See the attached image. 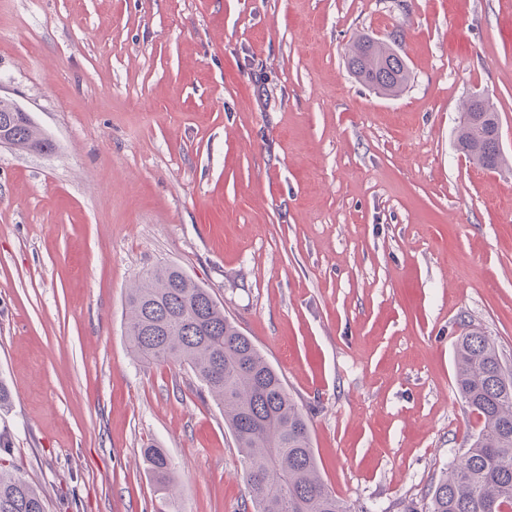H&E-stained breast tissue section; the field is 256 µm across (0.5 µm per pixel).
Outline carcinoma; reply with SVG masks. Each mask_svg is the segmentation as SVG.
Instances as JSON below:
<instances>
[{
  "mask_svg": "<svg viewBox=\"0 0 512 512\" xmlns=\"http://www.w3.org/2000/svg\"><path fill=\"white\" fill-rule=\"evenodd\" d=\"M362 84L396 97L411 79L392 42L357 37L346 53ZM496 110L467 103L457 130L459 149L487 170L504 163ZM0 127L10 145L47 153L53 144L20 112L0 103ZM126 336L142 363L187 366L224 411L240 448L253 512H347L322 482L308 422L283 380L252 340L224 316L211 292L175 265L146 272L129 290ZM495 342L475 328L458 337L455 383L479 428L459 461L430 491L428 512H512V371ZM167 512H179L172 463L154 444L144 450ZM0 512H45L40 493L0 465Z\"/></svg>",
  "mask_w": 512,
  "mask_h": 512,
  "instance_id": "1",
  "label": "carcinoma"
}]
</instances>
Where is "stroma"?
Returning a JSON list of instances; mask_svg holds the SVG:
<instances>
[{
  "label": "stroma",
  "instance_id": "1",
  "mask_svg": "<svg viewBox=\"0 0 512 512\" xmlns=\"http://www.w3.org/2000/svg\"><path fill=\"white\" fill-rule=\"evenodd\" d=\"M410 66L385 98L360 34ZM485 93L506 164L457 148ZM0 459L46 512H244L242 457L187 368L145 365L129 287L180 266L281 374L349 512H426L478 428L471 326L512 361V0H0ZM394 42L360 35L348 48L346 64L350 73L362 84L380 94L396 97L407 88L411 75L405 58ZM6 105L0 101V127L5 132L10 145L17 150L47 153L53 144L35 127L31 119L22 115L20 107L14 112H3ZM144 454L150 464L158 491L161 492L162 499L165 501L166 511L179 512L178 497L173 485L172 463L166 452L151 444L145 448Z\"/></svg>",
  "mask_w": 512,
  "mask_h": 512
}]
</instances>
